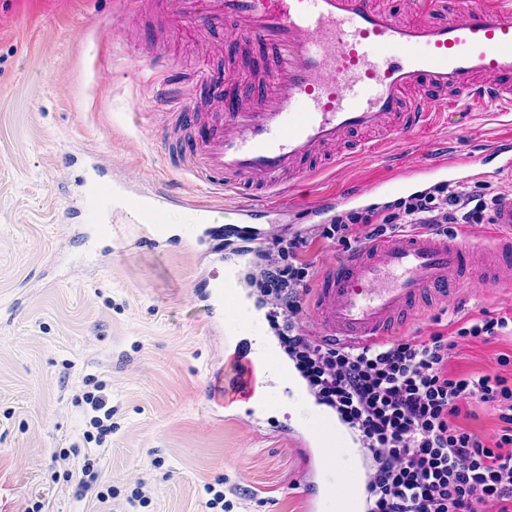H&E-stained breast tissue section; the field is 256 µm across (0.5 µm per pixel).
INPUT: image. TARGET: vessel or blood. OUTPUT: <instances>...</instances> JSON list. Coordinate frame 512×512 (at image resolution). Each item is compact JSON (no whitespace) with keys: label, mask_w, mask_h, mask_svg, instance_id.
<instances>
[{"label":"vessel or blood","mask_w":512,"mask_h":512,"mask_svg":"<svg viewBox=\"0 0 512 512\" xmlns=\"http://www.w3.org/2000/svg\"><path fill=\"white\" fill-rule=\"evenodd\" d=\"M190 26H241L256 48L243 79L207 70L195 83L223 104L218 126H201L182 112L180 95L161 102L189 130L180 142L182 165L209 189L244 187L265 195L287 192L289 177L317 176L344 159L381 152L393 136L428 127L436 113L474 110L490 103L512 104V0H409L400 19L377 0H178ZM496 174L512 173V136L498 139L484 157L441 154L433 172L464 170L484 177L487 160ZM84 223L105 237L112 207L139 215L151 227V240L171 235L168 207L192 211L203 223L209 207L163 189L117 195L111 181L92 173L82 182ZM270 202L246 210L247 226H207L209 238L255 236L253 220ZM492 246L472 248L458 238L410 229L384 236L347 253L324 270L312 309L326 337L368 345L404 334L412 315L463 287L466 272L493 284L512 282V193L491 215ZM245 248L225 256V276L211 279L206 298L213 324L236 332L224 320V303L237 290L236 265ZM245 375L232 385L238 401L254 394L257 367L244 346H236ZM332 418L313 419L308 441L319 446L322 489L307 495L309 512H360L357 494L337 503L333 490L354 465L345 449L322 448L334 428Z\"/></svg>","instance_id":"vessel-or-blood-1"}]
</instances>
